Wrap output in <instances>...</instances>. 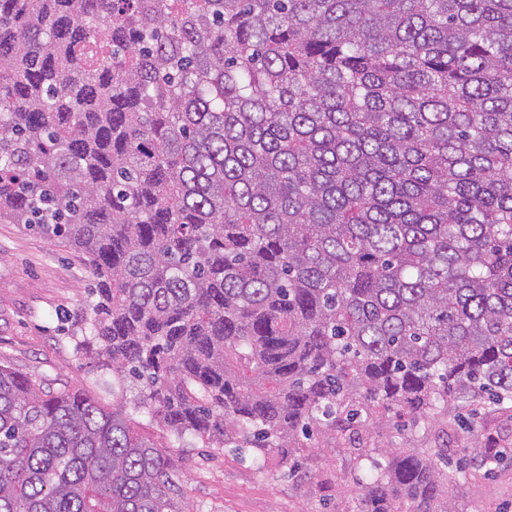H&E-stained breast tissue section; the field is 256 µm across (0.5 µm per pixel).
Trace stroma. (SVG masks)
I'll return each instance as SVG.
<instances>
[{
  "label": "stroma",
  "instance_id": "obj_1",
  "mask_svg": "<svg viewBox=\"0 0 512 512\" xmlns=\"http://www.w3.org/2000/svg\"><path fill=\"white\" fill-rule=\"evenodd\" d=\"M91 285L76 254L22 225L0 223V364L55 388L81 386L108 407L111 374L74 347V322ZM472 424L449 425L458 449L490 435L512 446V419L476 416ZM170 464L191 512H356L347 461L325 450L304 462L311 481L283 469L258 470L249 452L195 440L174 449ZM465 492L471 512H512V464L479 474Z\"/></svg>",
  "mask_w": 512,
  "mask_h": 512
}]
</instances>
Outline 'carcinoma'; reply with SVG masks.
Here are the masks:
<instances>
[{"label": "carcinoma", "mask_w": 512, "mask_h": 512, "mask_svg": "<svg viewBox=\"0 0 512 512\" xmlns=\"http://www.w3.org/2000/svg\"><path fill=\"white\" fill-rule=\"evenodd\" d=\"M0 223L82 259L76 348L169 433L0 365V512H190L189 437L464 512L423 441L512 412V0H0Z\"/></svg>", "instance_id": "carcinoma-1"}]
</instances>
